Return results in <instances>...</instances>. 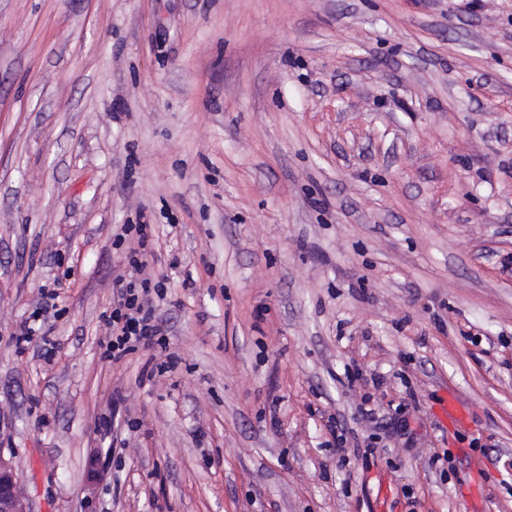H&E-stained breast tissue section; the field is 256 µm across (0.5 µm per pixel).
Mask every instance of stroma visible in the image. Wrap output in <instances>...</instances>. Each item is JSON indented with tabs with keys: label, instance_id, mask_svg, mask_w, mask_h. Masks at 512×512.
Segmentation results:
<instances>
[{
	"label": "stroma",
	"instance_id": "obj_1",
	"mask_svg": "<svg viewBox=\"0 0 512 512\" xmlns=\"http://www.w3.org/2000/svg\"><path fill=\"white\" fill-rule=\"evenodd\" d=\"M0 451L31 512H512V0H0ZM148 225L123 224L122 233L117 234L114 244L121 246L126 237L136 239L137 247L129 249L125 256V272L116 278L117 299L112 305V336L105 344L104 357L119 361L127 354L137 350L155 349L159 346L167 350L166 339L156 318L159 301L165 300L167 286L162 280L152 281L143 277L147 266Z\"/></svg>",
	"mask_w": 512,
	"mask_h": 512
}]
</instances>
